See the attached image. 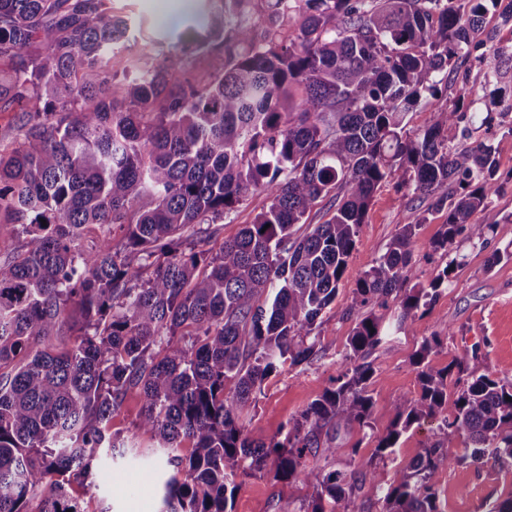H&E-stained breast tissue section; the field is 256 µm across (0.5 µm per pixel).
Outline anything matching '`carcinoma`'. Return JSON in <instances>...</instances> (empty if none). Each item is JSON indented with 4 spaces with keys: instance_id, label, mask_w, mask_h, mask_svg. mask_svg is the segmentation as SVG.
I'll return each instance as SVG.
<instances>
[{
    "instance_id": "carcinoma-1",
    "label": "carcinoma",
    "mask_w": 512,
    "mask_h": 512,
    "mask_svg": "<svg viewBox=\"0 0 512 512\" xmlns=\"http://www.w3.org/2000/svg\"><path fill=\"white\" fill-rule=\"evenodd\" d=\"M218 2L202 36L159 52L126 84L112 73L128 31L112 0H0L10 60L0 112L20 114L19 138L0 149V214L25 235L0 262V366H13L0 374V512H80L69 488L124 447L108 424L129 394L143 400L139 427L171 471L160 512H232L237 478L270 469L313 486L306 512H364L377 465L425 420L437 421L434 440L395 471L384 512H442V465L512 467V381L476 375V345L436 370L428 357L440 338H424L412 357L420 393L398 403L373 453L354 444L346 471L306 464L336 455L341 431L371 427L377 376L366 359L388 336L375 308L395 301L403 322L451 282L454 260L429 287H404L411 224L356 283L353 366L281 439L249 437L244 419L281 364L315 353L316 321L387 179L448 209L433 250L461 235L486 241L491 225L470 219L499 191L493 147L464 141L487 118L460 101L420 133L405 128L501 0ZM293 13L302 21L289 38ZM201 50L215 70L178 81ZM257 192L269 205L235 236L198 228ZM326 199L330 218L298 234ZM63 335L69 345L38 348ZM465 372L449 416L448 378Z\"/></svg>"
}]
</instances>
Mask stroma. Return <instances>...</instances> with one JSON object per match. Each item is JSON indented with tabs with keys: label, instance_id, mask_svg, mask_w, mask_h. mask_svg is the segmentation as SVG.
I'll list each match as a JSON object with an SVG mask.
<instances>
[{
	"label": "stroma",
	"instance_id": "obj_1",
	"mask_svg": "<svg viewBox=\"0 0 512 512\" xmlns=\"http://www.w3.org/2000/svg\"><path fill=\"white\" fill-rule=\"evenodd\" d=\"M205 7L204 0H112L113 13L123 17L129 28L127 40L112 49L113 72L121 79L133 77L146 63L153 45H169L189 36ZM499 46H512V22H504L492 8L456 79L415 107L407 126L412 133L425 129L436 111L452 107L462 96L470 98L471 111L490 116L491 133H473L474 140L491 141L501 184L489 208L472 217L473 223L487 225V245L460 236L447 250L433 251L431 245L445 222L444 212L434 209L432 199L415 196L397 179H388L369 204L335 302L316 322V356L300 364H283L265 380L246 419L252 438L268 441L278 437L288 419L299 416L332 379L350 368L346 345L355 321L347 317L346 310L353 289L407 224L416 227L408 285L428 286L452 260L457 263L454 278L430 308L413 319L399 321L394 303L377 309L390 336L369 357L379 377L372 426L341 433L337 441L340 454L318 459V466L327 471L347 469L346 451L356 443L362 454L373 452L377 436L394 420L400 399L413 397L419 390L411 360L424 337L441 338L430 357L434 368L446 367L477 345L483 354L480 372L512 380V260L492 258L494 251H512V103L491 104L489 93L483 90L487 72L494 65L492 50ZM142 407L140 397L127 396L109 424L110 432L125 442L123 454H102L88 480L71 487L82 512H100L104 507L110 512H158V476L165 463L155 441L137 428ZM435 428L434 422L425 421L403 434L394 454L378 465L366 484L365 512H382V490L397 469L409 465L430 444ZM240 483L233 512H300L313 495L312 487L299 481L280 482L269 473L241 477ZM437 487L443 512H487L490 502L512 492V469L500 467L491 458L479 467L444 466Z\"/></svg>",
	"mask_w": 512,
	"mask_h": 512
}]
</instances>
